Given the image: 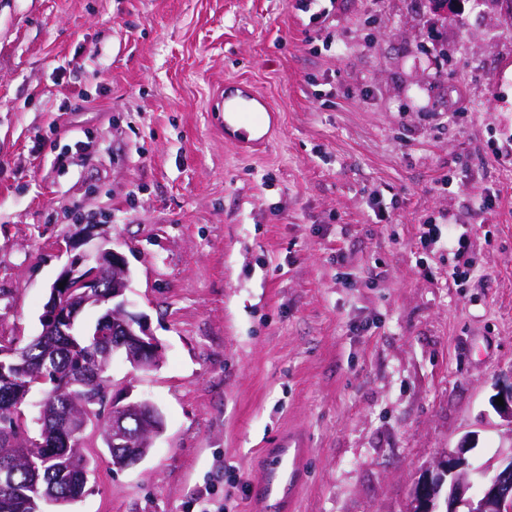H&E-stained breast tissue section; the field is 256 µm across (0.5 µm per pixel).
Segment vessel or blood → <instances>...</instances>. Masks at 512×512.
<instances>
[{
    "instance_id": "b4317fda",
    "label": "vessel or blood",
    "mask_w": 512,
    "mask_h": 512,
    "mask_svg": "<svg viewBox=\"0 0 512 512\" xmlns=\"http://www.w3.org/2000/svg\"><path fill=\"white\" fill-rule=\"evenodd\" d=\"M269 109L254 88L236 81L225 83L224 129L239 149H256L268 142L261 129ZM308 452L305 438L295 433L281 437L277 447L262 450L258 466L263 479L250 493L255 512H292L305 481Z\"/></svg>"
}]
</instances>
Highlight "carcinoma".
Masks as SVG:
<instances>
[{
  "label": "carcinoma",
  "instance_id": "1",
  "mask_svg": "<svg viewBox=\"0 0 512 512\" xmlns=\"http://www.w3.org/2000/svg\"><path fill=\"white\" fill-rule=\"evenodd\" d=\"M5 349L27 362L29 376L22 378L8 367L0 375V512L65 507L84 495L91 471V461L69 437L68 423L79 412L106 429V405L84 410L78 398L88 389L108 392L106 370L111 359L91 346L79 328L70 336L57 328L18 348L11 341L0 343V350ZM26 382L64 389L39 413L35 433L18 419L25 401L14 388Z\"/></svg>",
  "mask_w": 512,
  "mask_h": 512
}]
</instances>
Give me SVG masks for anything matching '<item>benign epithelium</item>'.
<instances>
[{"label": "benign epithelium", "mask_w": 512, "mask_h": 512, "mask_svg": "<svg viewBox=\"0 0 512 512\" xmlns=\"http://www.w3.org/2000/svg\"><path fill=\"white\" fill-rule=\"evenodd\" d=\"M108 276L112 279V310L91 329L99 339L112 337V354L125 357L138 370L151 369L160 361L156 338L149 332L146 317L127 310L125 292L130 273L122 254L99 248L96 253L79 252L72 256L51 286L49 303L40 321L51 330L64 323H74L81 306L92 300L90 289ZM496 395L504 405H494L508 423L512 437V375L496 386ZM163 429L160 411L149 401L121 404L112 399L107 419V441L114 448L152 447L153 439ZM469 444L462 443L448 450L435 466L423 473V479L409 499L407 512H435L440 506L443 484H448V512H512V453L502 457L495 474L486 480L478 494H470L473 481L469 478L466 453Z\"/></svg>", "instance_id": "benign-epithelium-1"}]
</instances>
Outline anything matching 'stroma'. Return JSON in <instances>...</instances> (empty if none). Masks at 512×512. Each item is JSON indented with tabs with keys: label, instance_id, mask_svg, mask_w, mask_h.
<instances>
[{
	"label": "stroma",
	"instance_id": "35a3bbf8",
	"mask_svg": "<svg viewBox=\"0 0 512 512\" xmlns=\"http://www.w3.org/2000/svg\"><path fill=\"white\" fill-rule=\"evenodd\" d=\"M328 10L0 0V336L39 335L85 229L125 257L162 350L107 375L163 432L119 471L88 427L65 512H248L254 460L291 425L310 440L295 512H404L464 437L476 469L512 448L490 402L512 372V25L473 0ZM227 81L276 110L265 149L225 141ZM449 217L472 227L464 255L419 241Z\"/></svg>",
	"mask_w": 512,
	"mask_h": 512
}]
</instances>
